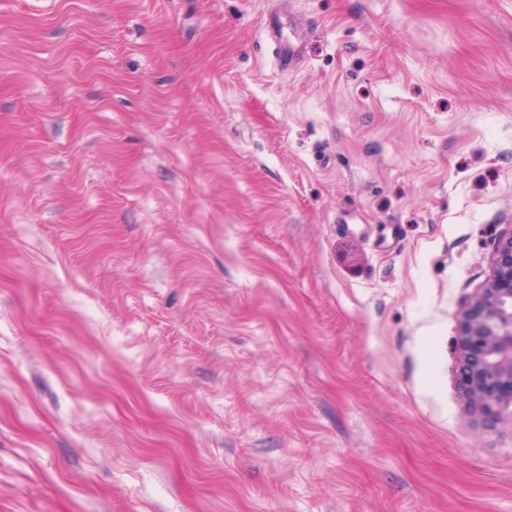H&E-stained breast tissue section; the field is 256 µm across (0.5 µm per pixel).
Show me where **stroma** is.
<instances>
[{"mask_svg":"<svg viewBox=\"0 0 512 512\" xmlns=\"http://www.w3.org/2000/svg\"><path fill=\"white\" fill-rule=\"evenodd\" d=\"M273 7L0 0V512H512V0ZM284 18L283 12L269 15L266 19V28L274 42L278 61L283 66H289L299 59L301 45L292 21L284 20ZM286 28L291 32V36L284 34ZM460 397L468 416L512 421V230L499 239L493 274L460 312Z\"/></svg>","mask_w":512,"mask_h":512,"instance_id":"35a3bbf8","label":"stroma"}]
</instances>
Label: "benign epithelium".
<instances>
[{
    "mask_svg": "<svg viewBox=\"0 0 512 512\" xmlns=\"http://www.w3.org/2000/svg\"><path fill=\"white\" fill-rule=\"evenodd\" d=\"M460 325L463 411L496 422L512 410V230L499 239L493 274L462 308Z\"/></svg>",
    "mask_w": 512,
    "mask_h": 512,
    "instance_id": "7a95c632",
    "label": "benign epithelium"
}]
</instances>
